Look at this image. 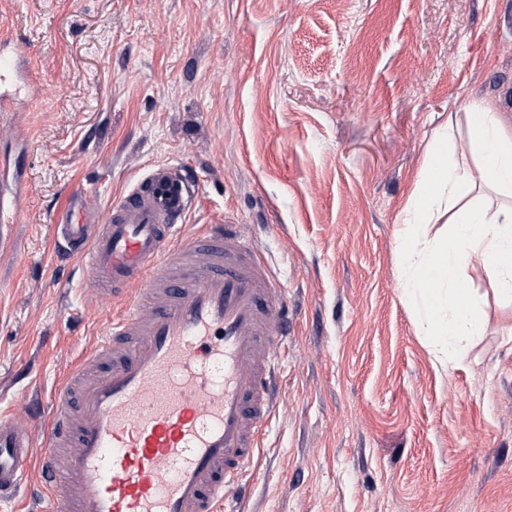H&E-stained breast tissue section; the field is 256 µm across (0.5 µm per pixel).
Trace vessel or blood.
<instances>
[{
	"instance_id": "vessel-or-blood-1",
	"label": "vessel or blood",
	"mask_w": 512,
	"mask_h": 512,
	"mask_svg": "<svg viewBox=\"0 0 512 512\" xmlns=\"http://www.w3.org/2000/svg\"><path fill=\"white\" fill-rule=\"evenodd\" d=\"M191 190L158 164L107 214L83 189L56 237L122 309L55 391L43 434L0 418V501L30 468L40 512H240L280 397L284 290L234 224L190 236Z\"/></svg>"
}]
</instances>
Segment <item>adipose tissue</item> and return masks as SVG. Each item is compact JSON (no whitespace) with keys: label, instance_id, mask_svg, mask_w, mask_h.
<instances>
[{"label":"adipose tissue","instance_id":"ef3b65f1","mask_svg":"<svg viewBox=\"0 0 512 512\" xmlns=\"http://www.w3.org/2000/svg\"><path fill=\"white\" fill-rule=\"evenodd\" d=\"M466 113L474 166L451 160L426 164L429 189L403 211L405 291L432 340L434 362L445 370L467 361L469 341L482 329L480 305L463 288L461 271L482 264L503 302H512V136L491 104L472 102ZM482 187L504 195V203L493 209L477 204L471 195ZM443 217L449 222L447 237L423 234L422 225Z\"/></svg>","mask_w":512,"mask_h":512}]
</instances>
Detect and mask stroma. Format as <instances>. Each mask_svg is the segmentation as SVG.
<instances>
[{
  "instance_id": "1",
  "label": "stroma",
  "mask_w": 512,
  "mask_h": 512,
  "mask_svg": "<svg viewBox=\"0 0 512 512\" xmlns=\"http://www.w3.org/2000/svg\"><path fill=\"white\" fill-rule=\"evenodd\" d=\"M1 32L37 94L0 81V380L50 396L121 307L54 269L66 194L104 212L183 166L186 233L238 225L294 323L244 512H512V308L467 267L484 331L442 370L398 262L438 131L471 162L464 104L512 90V0H0Z\"/></svg>"
}]
</instances>
